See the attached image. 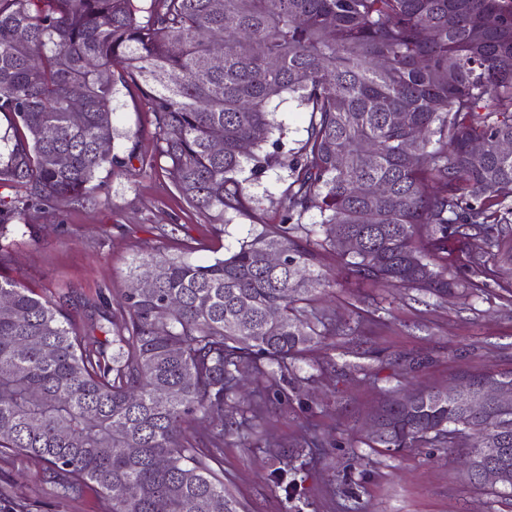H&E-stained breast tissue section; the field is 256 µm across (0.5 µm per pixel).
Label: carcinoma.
I'll return each mask as SVG.
<instances>
[{"label":"carcinoma","mask_w":512,"mask_h":512,"mask_svg":"<svg viewBox=\"0 0 512 512\" xmlns=\"http://www.w3.org/2000/svg\"><path fill=\"white\" fill-rule=\"evenodd\" d=\"M120 86L154 115L145 166L174 173L186 204L215 224L264 223L238 178L250 163L288 172L279 220L208 264L135 255L127 280L150 273L154 288L125 289L120 321L88 336L63 297L0 277V459L44 461L59 496L93 487L103 512H230L224 395L241 366L273 381L270 367L336 335L327 314H306L331 287L321 249L351 277L440 299L460 285L436 255L450 241L466 245V270L512 273V157L497 151L512 140V0H0V186L16 191L0 199V235L30 208L89 198L102 169L136 158L99 150ZM286 98L310 113L288 151L274 119ZM345 237L362 249L343 250ZM498 379L512 386V371L465 377ZM376 416L374 447L452 448L464 433L468 480L479 448L509 449L512 475V414L490 404L418 391Z\"/></svg>","instance_id":"carcinoma-1"}]
</instances>
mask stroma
<instances>
[{
    "label": "stroma",
    "mask_w": 512,
    "mask_h": 512,
    "mask_svg": "<svg viewBox=\"0 0 512 512\" xmlns=\"http://www.w3.org/2000/svg\"><path fill=\"white\" fill-rule=\"evenodd\" d=\"M112 106L115 153L155 155L154 116L138 92L120 91ZM242 177L264 220L277 223L286 171ZM97 183L84 202H61L50 212L29 209L25 223L0 239V274L43 298L70 296L69 311L83 334L127 288L132 255L186 250L205 264L259 230L242 217L212 223L183 202L173 176L159 170L104 169ZM457 254L450 248L448 272L462 286L441 300L345 276L335 252L322 251L321 269L333 285L309 309L330 315L339 336L289 363L279 381L283 396L244 366L237 392L224 398L233 428L224 436L221 467L234 512H512V500L467 483L465 444L393 454L367 442L374 413L391 398L445 388L471 373L512 371V291L506 287L512 278L473 276L459 268ZM312 437L320 449L307 447ZM276 469L286 471L293 492L274 479ZM3 489L25 498L29 512H100L93 490L56 497L45 463L36 458L0 461Z\"/></svg>",
    "instance_id": "obj_1"
}]
</instances>
